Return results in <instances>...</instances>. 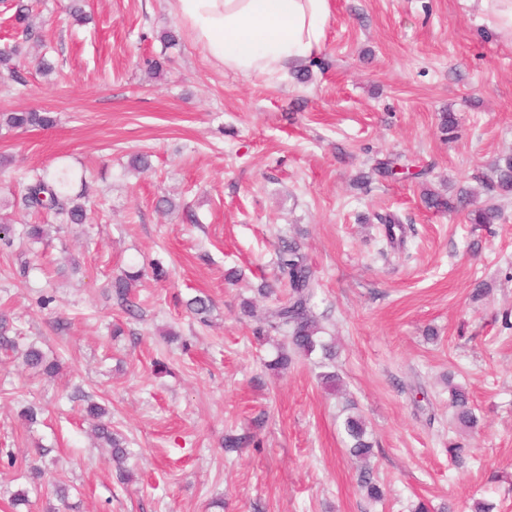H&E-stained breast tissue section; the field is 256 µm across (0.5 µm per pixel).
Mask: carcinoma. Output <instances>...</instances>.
Here are the masks:
<instances>
[{"mask_svg": "<svg viewBox=\"0 0 512 512\" xmlns=\"http://www.w3.org/2000/svg\"><path fill=\"white\" fill-rule=\"evenodd\" d=\"M15 28L20 30L25 41L43 42L41 29L33 21L32 8L20 4L14 15ZM23 43L16 42L9 48L0 49V74L5 72L16 83H23L19 68L20 54ZM0 125L9 130H27L31 127L49 129L56 126V117L50 112L16 110L0 113ZM496 185L502 190H512V158L504 159L497 165ZM86 185V174L76 172L62 163L49 171L43 169L34 173L31 179L21 184L20 199L17 204L37 213L43 209L54 211L61 224H83L86 220V209L80 202V195L75 193V184ZM425 203L437 210H455L464 206V194L454 199L444 198L432 191L424 193ZM277 282L288 288V300L280 303L268 312L263 326L254 330L255 337L266 340L272 332L283 333L284 343L275 346V356L267 362L266 367L278 371L288 368L294 358L309 357L321 352L323 358L332 360L336 356L335 347L323 341L319 336L321 328L311 312L310 302L317 287V279L308 263L307 256L295 241H284L277 254ZM141 277V271L126 272L112 282L113 293L117 301L131 311L134 302L130 297L132 283ZM23 363L33 369L43 371L53 377L59 370L55 360H48L41 349L30 345L22 353ZM449 406L453 409V418L462 429H475L479 420L474 413L468 393L465 389L454 386L450 389ZM86 415L94 421V433L102 446L111 449L112 461L120 465L119 478L125 481L129 473L121 468L128 455L124 441L112 431L111 422L105 419L107 410L95 402L86 406ZM350 456L366 460L372 455L373 442L367 438L364 421L349 415L343 422ZM43 476L42 469L33 464L27 470V478L31 489L36 491ZM358 484L365 496L374 502L383 499L384 492L371 470L360 472ZM29 489V490H31ZM29 490L21 489L10 494V505L17 510L30 507Z\"/></svg>", "mask_w": 512, "mask_h": 512, "instance_id": "1", "label": "carcinoma"}]
</instances>
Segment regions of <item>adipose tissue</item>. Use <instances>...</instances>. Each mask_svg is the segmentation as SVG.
Returning <instances> with one entry per match:
<instances>
[{"label":"adipose tissue","mask_w":512,"mask_h":512,"mask_svg":"<svg viewBox=\"0 0 512 512\" xmlns=\"http://www.w3.org/2000/svg\"><path fill=\"white\" fill-rule=\"evenodd\" d=\"M206 58L247 77L286 75L323 47L329 0H174Z\"/></svg>","instance_id":"1"}]
</instances>
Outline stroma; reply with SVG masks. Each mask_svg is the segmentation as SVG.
Wrapping results in <instances>:
<instances>
[{
  "mask_svg": "<svg viewBox=\"0 0 512 512\" xmlns=\"http://www.w3.org/2000/svg\"><path fill=\"white\" fill-rule=\"evenodd\" d=\"M71 3L36 0L46 43L25 44L22 83L0 82V113L58 119L0 128V217L21 232L13 193L31 169L64 161L89 185L86 223L45 214L43 242L0 240V315L19 349L60 364L50 378L0 349V491L24 488L36 463L31 512L57 505L58 481L70 488L61 512H414L422 500L512 512V192L490 186L512 156V42L479 0H330L321 53L306 79L284 81L208 61L170 0H84V23ZM42 58L53 72L37 70ZM137 154L149 171L132 169ZM389 154L408 173L375 174ZM428 188L469 203L430 209ZM489 204L500 219L471 223ZM385 212L403 243L376 222ZM285 239L315 272L313 312L345 394L323 388L313 357L268 370L274 346L253 336L288 296L258 293ZM133 266L144 274L130 312L110 283ZM196 296L212 301L205 317L186 308ZM452 383L480 419L463 436ZM90 400L127 440L130 481L93 444ZM350 413L374 441L382 501L359 488ZM249 433L256 444L225 452V435ZM56 117L50 112L16 110L0 113V125L8 130H27L31 127L49 129L56 126Z\"/></svg>",
  "mask_w": 512,
  "mask_h": 512,
  "instance_id": "35a3bbf8",
  "label": "stroma"
}]
</instances>
